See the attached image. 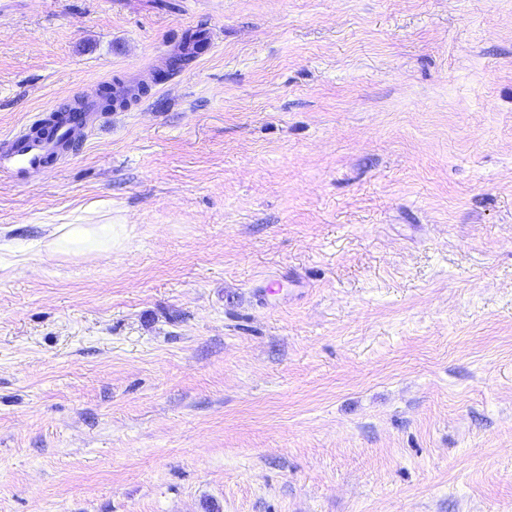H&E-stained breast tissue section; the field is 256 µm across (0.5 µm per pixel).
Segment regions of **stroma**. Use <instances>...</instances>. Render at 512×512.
<instances>
[{
  "label": "stroma",
  "instance_id": "1",
  "mask_svg": "<svg viewBox=\"0 0 512 512\" xmlns=\"http://www.w3.org/2000/svg\"><path fill=\"white\" fill-rule=\"evenodd\" d=\"M115 78L0 174V512H512V0H0V135ZM131 86H114V107L105 109L101 97H84L66 107L51 106L39 112L19 130L0 136V171L15 181L37 169L65 161L86 142L103 112L124 108V101L135 98Z\"/></svg>",
  "mask_w": 512,
  "mask_h": 512
}]
</instances>
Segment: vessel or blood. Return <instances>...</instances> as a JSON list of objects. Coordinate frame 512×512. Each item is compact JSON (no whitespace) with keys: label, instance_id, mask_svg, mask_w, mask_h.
Masks as SVG:
<instances>
[{"label":"vessel or blood","instance_id":"vessel-or-blood-1","mask_svg":"<svg viewBox=\"0 0 512 512\" xmlns=\"http://www.w3.org/2000/svg\"><path fill=\"white\" fill-rule=\"evenodd\" d=\"M104 107L99 98L50 107L19 130L0 136V171L16 181L65 161L86 142Z\"/></svg>","mask_w":512,"mask_h":512}]
</instances>
